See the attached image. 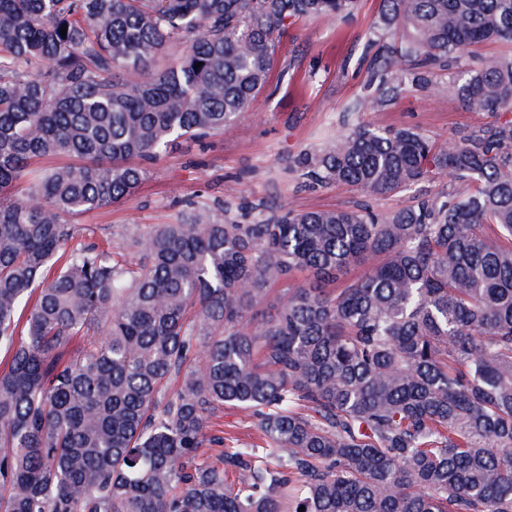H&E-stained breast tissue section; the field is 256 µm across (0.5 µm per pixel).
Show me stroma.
<instances>
[{
  "mask_svg": "<svg viewBox=\"0 0 512 512\" xmlns=\"http://www.w3.org/2000/svg\"><path fill=\"white\" fill-rule=\"evenodd\" d=\"M380 0H360L352 18L309 17L288 30L277 51V72L231 128L203 139H181L138 190L112 207L75 216L87 241L121 246L155 224L173 223L185 198L222 200L237 214L262 201L302 210L353 208L368 203L385 212L409 203L410 194L366 196L352 187H308L289 174L288 162L336 136L368 81L359 59L371 36ZM383 126H414L437 143L487 125V112L463 105L448 89L446 73L426 90L404 86L398 99L365 113Z\"/></svg>",
  "mask_w": 512,
  "mask_h": 512,
  "instance_id": "obj_1",
  "label": "stroma"
}]
</instances>
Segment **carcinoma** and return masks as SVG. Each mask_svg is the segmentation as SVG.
<instances>
[{"instance_id": "carcinoma-1", "label": "carcinoma", "mask_w": 512, "mask_h": 512, "mask_svg": "<svg viewBox=\"0 0 512 512\" xmlns=\"http://www.w3.org/2000/svg\"><path fill=\"white\" fill-rule=\"evenodd\" d=\"M356 3L0 0V512H512V55L462 65L512 42V0H382L400 38L361 57L353 111L446 70L486 127L345 122L289 163L369 195L473 190L250 222L191 201L134 264L76 242L72 216L248 110L288 25ZM227 407L261 445L208 434Z\"/></svg>"}]
</instances>
